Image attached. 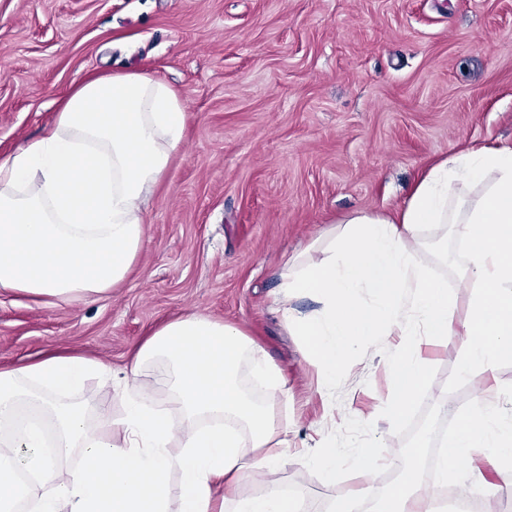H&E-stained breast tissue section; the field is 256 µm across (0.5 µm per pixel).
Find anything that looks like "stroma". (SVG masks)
Segmentation results:
<instances>
[{
  "label": "stroma",
  "mask_w": 512,
  "mask_h": 512,
  "mask_svg": "<svg viewBox=\"0 0 512 512\" xmlns=\"http://www.w3.org/2000/svg\"><path fill=\"white\" fill-rule=\"evenodd\" d=\"M166 82L187 112L181 150L145 203V245L111 297L47 305L0 292V368L50 350L121 370L162 322L197 310L242 328L288 378L279 417L295 444L335 431L334 484L300 456L248 482L312 512L386 473L355 467L356 444L401 453L408 428H441L439 404L467 411L488 379L512 391V358L493 376L458 375L459 340L426 344L423 387L392 434L376 338L331 396L278 312V268L320 225L402 206L431 162L469 145L512 144V0H0V158L53 124L92 75ZM359 412L363 424L334 427Z\"/></svg>",
  "instance_id": "35a3bbf8"
}]
</instances>
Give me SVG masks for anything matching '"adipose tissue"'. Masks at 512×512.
Instances as JSON below:
<instances>
[{"instance_id": "adipose-tissue-1", "label": "adipose tissue", "mask_w": 512, "mask_h": 512, "mask_svg": "<svg viewBox=\"0 0 512 512\" xmlns=\"http://www.w3.org/2000/svg\"><path fill=\"white\" fill-rule=\"evenodd\" d=\"M186 112L163 81L141 73L93 78L75 89L53 128L0 161V290L47 303L109 296L144 242V206L185 136ZM459 241L462 271L477 287L467 317L449 314L448 281L417 255L448 262ZM282 319L303 337L317 391L328 395L363 340L390 375L387 423L399 431L428 362L415 336L461 337L459 373H489L512 355V146H470L431 165L394 211H358L322 225L278 271ZM311 298L304 314L290 300ZM111 380L103 360L51 352L0 370V512H297L277 487L246 482L292 453L294 424L275 408L288 380L238 326L190 311L162 324L136 349L115 392L120 419L91 425L76 397L89 378ZM165 403H158L157 394ZM37 420L15 424L18 411ZM482 456L499 480L464 490L488 503L512 498V425L486 398L456 418L448 462ZM422 446L407 449L403 479L385 491L362 486L328 512H446L421 481Z\"/></svg>"}]
</instances>
